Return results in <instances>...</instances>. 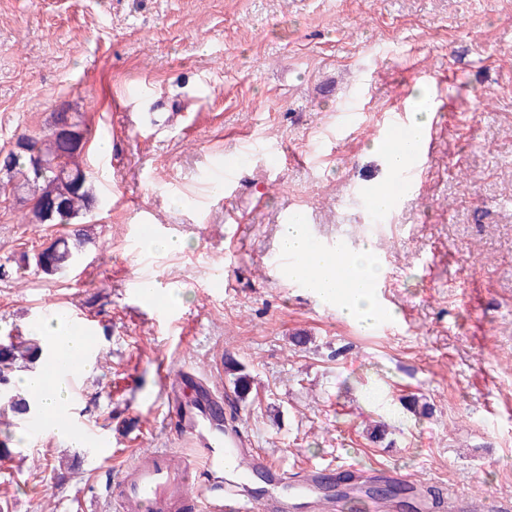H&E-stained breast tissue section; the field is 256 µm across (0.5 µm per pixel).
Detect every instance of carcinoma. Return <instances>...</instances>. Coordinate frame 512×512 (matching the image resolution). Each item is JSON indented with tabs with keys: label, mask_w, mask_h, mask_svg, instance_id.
Wrapping results in <instances>:
<instances>
[{
	"label": "carcinoma",
	"mask_w": 512,
	"mask_h": 512,
	"mask_svg": "<svg viewBox=\"0 0 512 512\" xmlns=\"http://www.w3.org/2000/svg\"><path fill=\"white\" fill-rule=\"evenodd\" d=\"M70 121L69 128L56 135L52 130L39 133H22L42 155L46 165L43 174L29 171V157L11 150L0 157V174L6 182L0 189L11 188L22 201L30 204L25 213L28 224H73L90 213L97 197L92 184V173L85 160V143L88 129L83 126L81 115L60 112L54 122ZM87 230H73L72 237L57 239L46 248L36 266L46 275H63L76 264L85 241ZM50 349L34 336L8 335L0 340V457H10L21 443L13 422L35 417L27 400L11 387L12 372L21 365L39 359ZM224 371L230 377L235 393L241 399L250 393V374L236 359L224 361Z\"/></svg>",
	"instance_id": "cac0c4a2"
}]
</instances>
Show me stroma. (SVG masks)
<instances>
[{
  "instance_id": "35a3bbf8",
  "label": "stroma",
  "mask_w": 512,
  "mask_h": 512,
  "mask_svg": "<svg viewBox=\"0 0 512 512\" xmlns=\"http://www.w3.org/2000/svg\"><path fill=\"white\" fill-rule=\"evenodd\" d=\"M428 72L445 79L448 110L425 191L369 231L355 192L387 176L372 133ZM357 107L361 129L339 137L340 113ZM59 110L82 113L91 132L99 207L79 263L50 277L20 258L68 226L26 224L0 192V337L28 335L59 306L110 327L70 386L82 427L110 451L29 436L0 462V512H115L106 480L134 454H192L161 427V359L222 390L225 415L294 477L398 469L412 491L397 512L452 490L512 498V0H0V151ZM256 143L282 147L278 174L254 151L237 198L210 192L225 157ZM291 206L329 243L374 246L390 329L360 328L283 272L257 276ZM229 207L243 260L226 237ZM145 215L185 249L134 241ZM146 273L181 295L175 319L129 297ZM228 274L234 290L215 288ZM228 355L251 375L248 401ZM408 396L430 414L404 407ZM61 462L72 474L60 486ZM224 371L230 377L237 396L246 399L250 393V374L245 371V367L236 359L227 357Z\"/></svg>"
}]
</instances>
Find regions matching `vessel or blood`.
I'll list each match as a JSON object with an SVG mask.
<instances>
[{
	"label": "vessel or blood",
	"instance_id": "1",
	"mask_svg": "<svg viewBox=\"0 0 512 512\" xmlns=\"http://www.w3.org/2000/svg\"><path fill=\"white\" fill-rule=\"evenodd\" d=\"M383 145L407 143L408 162L394 171L385 184L394 204L420 192L424 165L434 141L433 128H413L407 112L388 113L376 131ZM49 369L51 379L74 376L80 365L63 349L55 350ZM156 373L166 398L164 428L193 443L192 456L174 461L167 449L156 448L137 454L119 471L112 491L118 512H176L188 506L195 512H287L289 498L312 499L316 512H341V498L328 492L334 481L329 468L309 471L300 482L288 480L287 472L272 465L266 454L250 448L240 430L225 426L223 398L192 371L169 370L157 362ZM198 390V405L182 400L187 386ZM49 425L73 428L70 408H58L39 415L34 429ZM230 467L239 477L257 479L264 489L255 498L244 500L220 483H204L198 475L204 470Z\"/></svg>",
	"mask_w": 512,
	"mask_h": 512
}]
</instances>
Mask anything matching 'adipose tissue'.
<instances>
[{
	"label": "adipose tissue",
	"mask_w": 512,
	"mask_h": 512,
	"mask_svg": "<svg viewBox=\"0 0 512 512\" xmlns=\"http://www.w3.org/2000/svg\"><path fill=\"white\" fill-rule=\"evenodd\" d=\"M281 247L299 256H309L317 267L334 271L333 287L317 285L315 293L319 299L332 303L341 316L361 327H369L375 321L379 308L372 293V284L381 277L383 270L370 246L351 251L346 266L340 269L336 266L333 252L312 250L304 225L287 224L282 228ZM17 383L41 412L64 405L70 389L69 384L61 380L53 390H45V379L38 368L23 372Z\"/></svg>",
	"instance_id": "obj_1"
}]
</instances>
